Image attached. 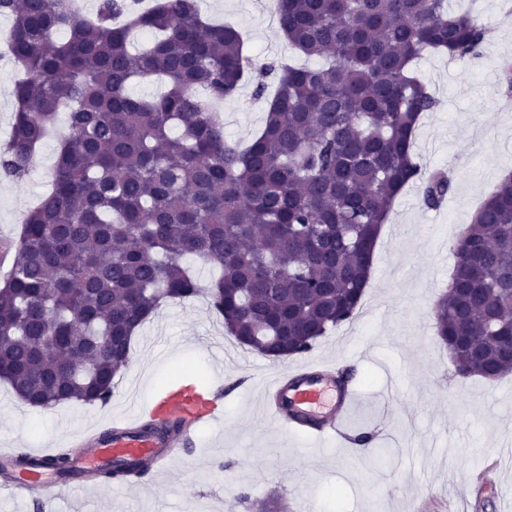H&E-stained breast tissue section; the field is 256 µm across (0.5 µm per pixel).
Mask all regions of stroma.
Listing matches in <instances>:
<instances>
[{"instance_id":"obj_1","label":"stroma","mask_w":512,"mask_h":512,"mask_svg":"<svg viewBox=\"0 0 512 512\" xmlns=\"http://www.w3.org/2000/svg\"><path fill=\"white\" fill-rule=\"evenodd\" d=\"M481 3L490 32L479 56L454 61L430 52L417 63L439 106L434 122L419 126L416 151L424 167L448 171L451 189L434 208L414 185L397 197L363 317L314 346L337 369H352L358 425L326 441L267 427L256 376L273 362L227 336L205 297L167 303L133 340L131 363L108 404L31 408L1 383L0 448L65 450L75 432L126 417L150 386L187 370L223 392V422L201 428L170 474L141 487L112 482L69 491L44 512H254L253 502L270 498L282 499L288 512H512V467L499 460L512 448V374L459 380L432 317L448 289L456 236L498 186L500 169L512 167V90L479 77L486 63L512 59V25L500 21L502 0ZM201 10L246 33L257 68L289 54L252 0H202ZM254 90L246 83L224 100L228 139L247 141L262 125L266 104ZM55 149L46 140L22 180L0 177V239L16 236L44 191ZM217 344L225 351L220 361Z\"/></svg>"}]
</instances>
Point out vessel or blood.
<instances>
[{
    "instance_id": "obj_1",
    "label": "vessel or blood",
    "mask_w": 512,
    "mask_h": 512,
    "mask_svg": "<svg viewBox=\"0 0 512 512\" xmlns=\"http://www.w3.org/2000/svg\"><path fill=\"white\" fill-rule=\"evenodd\" d=\"M356 404L355 391L337 384L336 368L331 363L305 362L272 372L265 382V417L287 433L316 438L342 435ZM223 418L221 395L170 390L130 419L80 434L70 477L56 474L51 466L52 453L34 449L28 453L33 468L13 475L0 486L26 500L41 502L65 490L89 487L90 474L113 463L142 461L150 474L156 475L169 470L182 450L192 447L197 427Z\"/></svg>"
}]
</instances>
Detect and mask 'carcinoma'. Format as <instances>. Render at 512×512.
Instances as JSON below:
<instances>
[{"instance_id": "cac0c4a2", "label": "carcinoma", "mask_w": 512, "mask_h": 512, "mask_svg": "<svg viewBox=\"0 0 512 512\" xmlns=\"http://www.w3.org/2000/svg\"><path fill=\"white\" fill-rule=\"evenodd\" d=\"M447 0H277L296 52L249 144L224 135L208 101L251 77L240 30L200 0H0L23 70L0 146L19 180L65 113L51 187L0 273V380L34 408L106 404L135 333L161 304L206 293L237 344L273 361L311 351L352 321L390 208L408 185L436 207L451 181L417 161L415 128L439 101L412 72L428 52L479 55L489 30ZM136 32L149 39L131 52ZM166 78L150 98L137 80ZM436 334L462 379L512 372V179L454 246ZM218 268L203 289L187 259ZM142 462L96 473L123 482Z\"/></svg>"}]
</instances>
